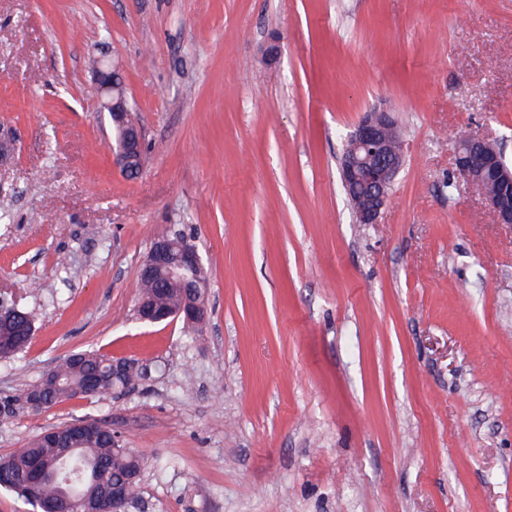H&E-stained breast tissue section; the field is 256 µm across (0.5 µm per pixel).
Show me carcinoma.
I'll return each mask as SVG.
<instances>
[{"mask_svg": "<svg viewBox=\"0 0 512 512\" xmlns=\"http://www.w3.org/2000/svg\"><path fill=\"white\" fill-rule=\"evenodd\" d=\"M185 288L178 281L142 280L137 297L155 296L161 303L178 307ZM34 333V317L23 313L18 327L0 331V358L14 356L30 343ZM96 372L106 381V392L121 389L142 376L141 368L131 363L126 372L112 377V358L97 351H81L70 355L50 376L29 385L21 398L0 397L4 408L0 414H16V403L36 410L50 408L76 397L88 398L84 390L88 373ZM147 461L133 448L112 447V435L95 431L74 439L66 423L35 436L9 455L0 457L15 483L4 489L31 505L33 512H79L85 498L105 494L114 482L139 484L138 475Z\"/></svg>", "mask_w": 512, "mask_h": 512, "instance_id": "carcinoma-1", "label": "carcinoma"}]
</instances>
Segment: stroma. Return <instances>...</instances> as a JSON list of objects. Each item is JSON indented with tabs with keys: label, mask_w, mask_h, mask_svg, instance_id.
Instances as JSON below:
<instances>
[{
	"label": "stroma",
	"mask_w": 512,
	"mask_h": 512,
	"mask_svg": "<svg viewBox=\"0 0 512 512\" xmlns=\"http://www.w3.org/2000/svg\"><path fill=\"white\" fill-rule=\"evenodd\" d=\"M381 104L407 155L356 224L338 158ZM462 128L512 167V0H0V299L35 319L0 397L81 350L149 368L0 417V456L91 418L148 457L146 512H512V226L450 187ZM176 231L208 270L194 343L134 318ZM94 92L103 112H108L115 128L113 162L125 173L138 174L143 164L144 133L138 122H131V105L115 69L99 61L94 69Z\"/></svg>",
	"instance_id": "35a3bbf8"
}]
</instances>
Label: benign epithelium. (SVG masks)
<instances>
[{"mask_svg": "<svg viewBox=\"0 0 512 512\" xmlns=\"http://www.w3.org/2000/svg\"><path fill=\"white\" fill-rule=\"evenodd\" d=\"M94 92L101 109L115 128L113 162L124 172L137 174L143 164L144 133L131 120V105L118 74L106 63L94 69ZM400 126L395 113L374 107L363 114L346 137L338 159L340 180L356 224H377L391 199V190L403 166L405 149H396ZM502 149L472 131L458 135L453 147V165L463 184L476 190L482 204L499 224L512 225V168L501 161ZM140 277L190 282L180 308L171 313L152 300H137L140 322L155 324L180 319L196 329L207 317L205 284L207 271L198 249L171 235L155 239L140 267ZM112 512H130L126 486H112Z\"/></svg>", "mask_w": 512, "mask_h": 512, "instance_id": "benign-epithelium-1", "label": "benign epithelium"}]
</instances>
